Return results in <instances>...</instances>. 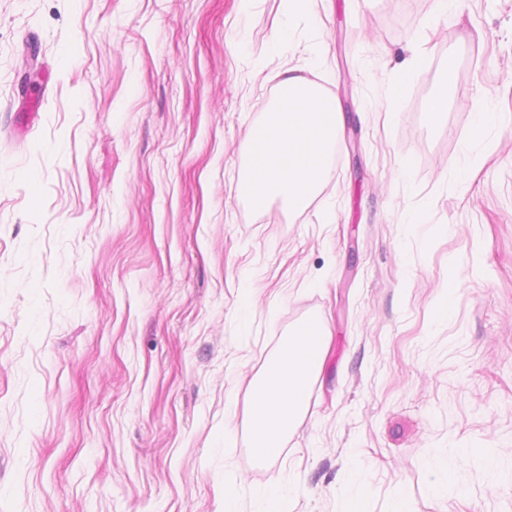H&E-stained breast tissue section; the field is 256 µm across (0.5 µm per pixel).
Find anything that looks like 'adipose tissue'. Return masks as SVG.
Instances as JSON below:
<instances>
[{
    "label": "adipose tissue",
    "instance_id": "1",
    "mask_svg": "<svg viewBox=\"0 0 512 512\" xmlns=\"http://www.w3.org/2000/svg\"><path fill=\"white\" fill-rule=\"evenodd\" d=\"M341 124L334 98L304 76L288 74L280 82V100L266 122L245 136L249 166L242 191L259 205L278 198L295 210L307 206L332 175L330 158ZM327 347V337L311 347L300 333L283 342L251 400L254 450L259 458H274L285 435L299 422L307 387L322 370Z\"/></svg>",
    "mask_w": 512,
    "mask_h": 512
}]
</instances>
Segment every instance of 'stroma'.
<instances>
[{
	"label": "stroma",
	"instance_id": "35a3bbf8",
	"mask_svg": "<svg viewBox=\"0 0 512 512\" xmlns=\"http://www.w3.org/2000/svg\"><path fill=\"white\" fill-rule=\"evenodd\" d=\"M313 9L0 0V512H512V0ZM289 69L341 104L333 175L257 209ZM310 319L324 367L258 460L251 392ZM453 77L454 74L452 69H448L441 74L440 81L442 83V87L435 93L429 107L430 115L434 120H437L442 112L447 110V90L448 86H450L453 81Z\"/></svg>",
	"mask_w": 512,
	"mask_h": 512
}]
</instances>
